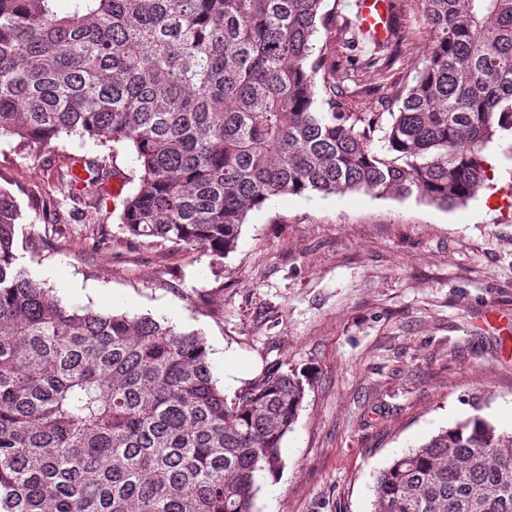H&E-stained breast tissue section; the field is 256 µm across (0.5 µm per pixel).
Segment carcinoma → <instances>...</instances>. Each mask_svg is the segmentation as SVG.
Returning <instances> with one entry per match:
<instances>
[{"label": "carcinoma", "instance_id": "1", "mask_svg": "<svg viewBox=\"0 0 512 512\" xmlns=\"http://www.w3.org/2000/svg\"><path fill=\"white\" fill-rule=\"evenodd\" d=\"M0 0V138L112 142L137 163L120 221L217 264L286 196L464 206L512 135V0H419L430 51L397 111L351 112L325 0ZM402 36L358 74L385 87ZM89 194L111 175L87 160ZM0 189V512H259L312 379L277 368L227 399L205 336L69 307L19 262ZM371 512H512V433L472 417L395 455Z\"/></svg>", "mask_w": 512, "mask_h": 512}]
</instances>
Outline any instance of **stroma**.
Wrapping results in <instances>:
<instances>
[{
	"instance_id": "stroma-1",
	"label": "stroma",
	"mask_w": 512,
	"mask_h": 512,
	"mask_svg": "<svg viewBox=\"0 0 512 512\" xmlns=\"http://www.w3.org/2000/svg\"><path fill=\"white\" fill-rule=\"evenodd\" d=\"M404 36L390 97L429 50L417 0H391ZM337 76L371 49L346 45L354 0H327ZM61 137L41 151L0 139V189L23 218L16 252L64 304L152 314L202 331L216 377L239 373L234 397L267 369L309 370L313 382L282 455L262 479L261 512H371L374 475L440 429L481 416L512 430V206L482 200L443 210L410 197L284 196L249 214L234 251L209 256L130 236L120 224L136 169L120 151L116 175L73 197L57 170L106 156ZM46 203L47 221L33 210Z\"/></svg>"
}]
</instances>
